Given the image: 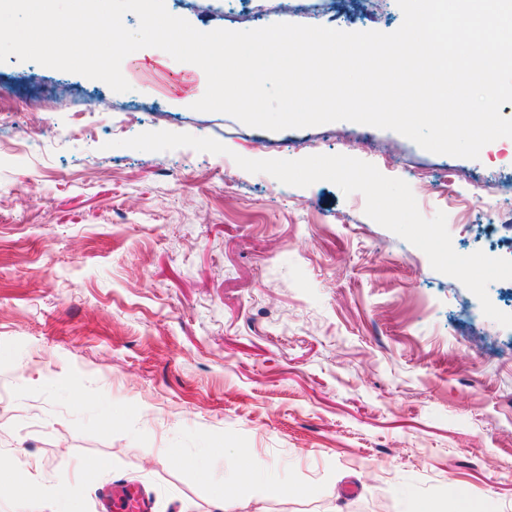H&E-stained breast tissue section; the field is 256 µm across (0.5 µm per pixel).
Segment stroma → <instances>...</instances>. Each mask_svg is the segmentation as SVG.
I'll return each instance as SVG.
<instances>
[{"label":"stroma","mask_w":512,"mask_h":512,"mask_svg":"<svg viewBox=\"0 0 512 512\" xmlns=\"http://www.w3.org/2000/svg\"><path fill=\"white\" fill-rule=\"evenodd\" d=\"M181 16L210 31L403 21L396 0H214ZM121 69L125 93L0 63V123L15 128L0 142V512H55L60 484L98 512L118 479L155 512H219L223 492L234 512H512V327L367 217L361 193L234 161L370 162L424 217L446 213L457 253L512 259L493 246L512 232V148L458 158L347 121L272 132L193 110L205 80L160 49ZM152 130L228 151L119 145ZM269 480L287 494L264 496Z\"/></svg>","instance_id":"obj_1"}]
</instances>
